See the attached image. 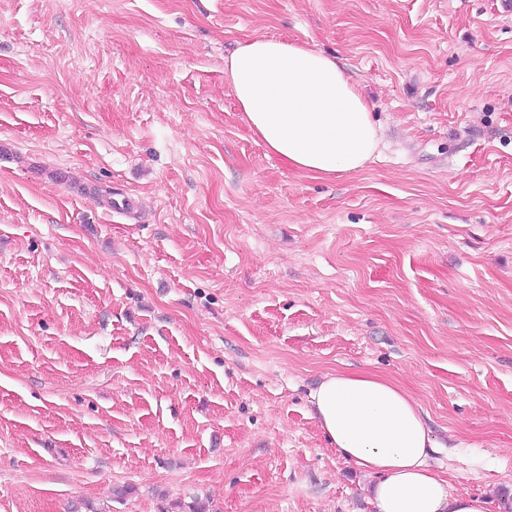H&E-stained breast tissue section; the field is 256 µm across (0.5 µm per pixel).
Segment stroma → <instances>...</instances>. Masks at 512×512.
<instances>
[{
    "instance_id": "obj_1",
    "label": "stroma",
    "mask_w": 512,
    "mask_h": 512,
    "mask_svg": "<svg viewBox=\"0 0 512 512\" xmlns=\"http://www.w3.org/2000/svg\"><path fill=\"white\" fill-rule=\"evenodd\" d=\"M261 36L359 87L363 170L251 132ZM339 371L512 488V0H0V512H374L313 417Z\"/></svg>"
}]
</instances>
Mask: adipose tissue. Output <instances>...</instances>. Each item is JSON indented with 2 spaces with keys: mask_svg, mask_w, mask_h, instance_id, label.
<instances>
[{
  "mask_svg": "<svg viewBox=\"0 0 512 512\" xmlns=\"http://www.w3.org/2000/svg\"><path fill=\"white\" fill-rule=\"evenodd\" d=\"M224 79L252 131L289 169L315 178L359 172L378 148L361 93L335 57L256 37L224 59ZM321 430L373 478L376 512H489L431 464L439 443L415 399L377 374L327 375L310 395Z\"/></svg>",
  "mask_w": 512,
  "mask_h": 512,
  "instance_id": "1",
  "label": "adipose tissue"
}]
</instances>
